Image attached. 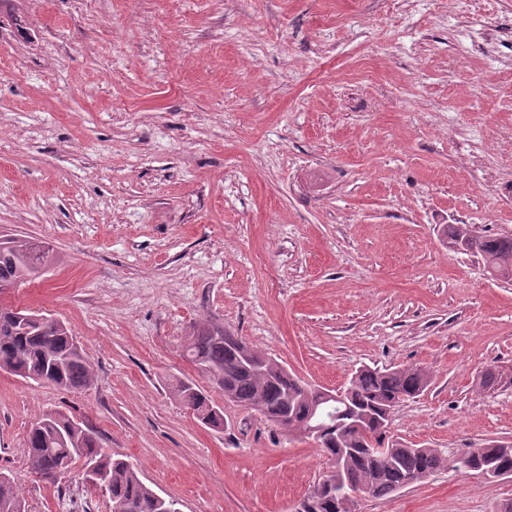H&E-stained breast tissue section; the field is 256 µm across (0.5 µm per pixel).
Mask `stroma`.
<instances>
[{
	"label": "stroma",
	"instance_id": "1",
	"mask_svg": "<svg viewBox=\"0 0 512 512\" xmlns=\"http://www.w3.org/2000/svg\"><path fill=\"white\" fill-rule=\"evenodd\" d=\"M450 224L512 237V0H0V231L56 256L0 303L61 318L95 373L0 371V472L27 512H108L82 462L29 472L60 411L180 512H296L327 458L184 357L205 318L327 389L425 368L387 444L512 443V280ZM186 378L223 429L171 396ZM504 502L512 478L444 469L356 509Z\"/></svg>",
	"mask_w": 512,
	"mask_h": 512
}]
</instances>
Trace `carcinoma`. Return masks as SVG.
<instances>
[{
  "mask_svg": "<svg viewBox=\"0 0 512 512\" xmlns=\"http://www.w3.org/2000/svg\"><path fill=\"white\" fill-rule=\"evenodd\" d=\"M448 243L472 242L490 273L512 277V238L471 237L469 225L452 224ZM46 241L0 235V293L42 277L53 265ZM186 356L213 383L241 406L259 412L267 421L288 431L302 432L308 422L332 427L315 439L330 466L341 465L340 480L365 497L380 498L420 482L442 468L457 469L454 459L434 448L383 447L384 412L423 393L430 384L427 370L417 367L372 369L362 367L345 388L343 400L326 402L317 386L293 376L271 358L248 345L214 320L191 325ZM265 365L249 369L245 354ZM0 370L24 380L49 384L69 392L90 389L95 373L88 356L67 325L52 314L0 303ZM172 397L202 424L224 428V411L193 381H178ZM359 422L365 432L352 427ZM25 456L29 473L54 481L80 459L94 470L88 485L108 499L109 512H159L156 492L142 481L128 462L114 459L102 449L97 436L83 421L60 412L43 413L31 424ZM464 472L482 475L492 470L512 471V445L489 440L464 454ZM355 501L339 500L317 482L298 512H354ZM0 512H26L17 482L0 473Z\"/></svg>",
  "mask_w": 512,
  "mask_h": 512,
  "instance_id": "carcinoma-1",
  "label": "carcinoma"
}]
</instances>
